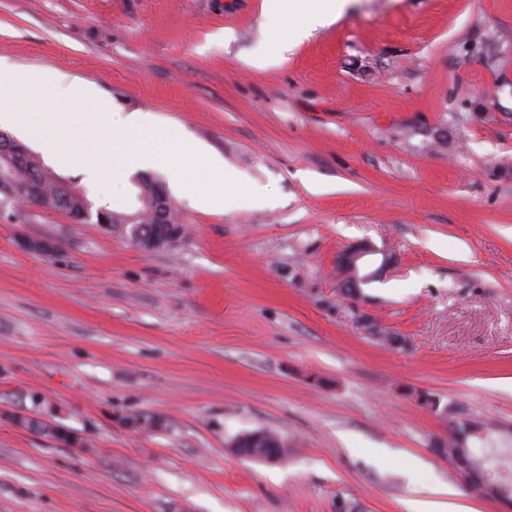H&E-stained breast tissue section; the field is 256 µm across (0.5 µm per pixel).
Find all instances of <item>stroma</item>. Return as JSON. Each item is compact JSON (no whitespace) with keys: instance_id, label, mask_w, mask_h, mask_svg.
Masks as SVG:
<instances>
[{"instance_id":"obj_1","label":"stroma","mask_w":512,"mask_h":512,"mask_svg":"<svg viewBox=\"0 0 512 512\" xmlns=\"http://www.w3.org/2000/svg\"><path fill=\"white\" fill-rule=\"evenodd\" d=\"M287 36L263 0H0L9 67L94 84L90 111L146 112L253 193L204 208L160 173L187 234L150 253L0 213V512H406L442 489L506 512L441 449L453 409L512 430V0H351ZM50 169L139 206L135 175ZM359 243L392 264L349 297ZM258 429L285 461L231 451ZM375 252L374 249L372 250L363 245H361V247L355 246L342 251L337 258V264L338 266L342 264V266L347 268L354 279H357V275L368 272L369 265L365 258L375 254Z\"/></svg>"}]
</instances>
